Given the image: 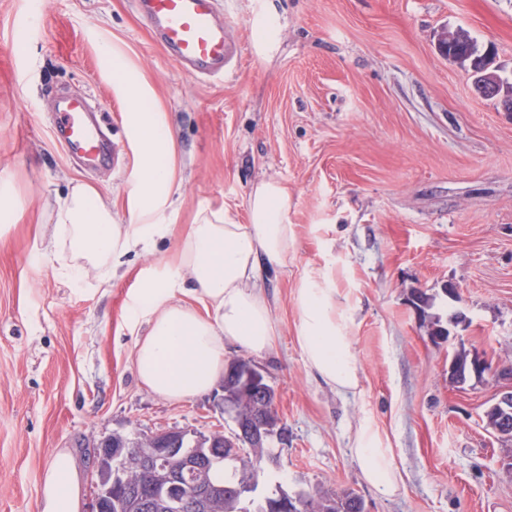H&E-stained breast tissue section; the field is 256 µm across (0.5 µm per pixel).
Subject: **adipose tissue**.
<instances>
[{
	"mask_svg": "<svg viewBox=\"0 0 512 512\" xmlns=\"http://www.w3.org/2000/svg\"><path fill=\"white\" fill-rule=\"evenodd\" d=\"M101 52L128 102L125 130L137 156L128 193L131 220L121 223L95 189L74 186L55 213L53 240L39 255L55 258L75 280L96 270L106 285L123 256L152 249L166 237L177 217L178 177L174 133L141 71L117 47L106 43ZM288 208L281 184L260 182L250 194L247 223L221 210L199 212L176 246L175 261L141 275L130 296L128 329L137 335V375L155 395L181 400L212 388L224 375L225 343L254 353L270 346L274 328L258 274L288 259ZM186 294L191 303H181ZM297 303V339L306 363L336 392L357 394L349 316L339 310L334 290L306 280ZM355 452L367 483L385 494L398 491V472L371 419L355 434ZM82 506L80 467L69 449H58L42 475L37 512H81Z\"/></svg>",
	"mask_w": 512,
	"mask_h": 512,
	"instance_id": "1",
	"label": "adipose tissue"
}]
</instances>
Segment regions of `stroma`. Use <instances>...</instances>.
I'll list each match as a JSON object with an SVG mask.
<instances>
[{
  "instance_id": "1",
  "label": "stroma",
  "mask_w": 512,
  "mask_h": 512,
  "mask_svg": "<svg viewBox=\"0 0 512 512\" xmlns=\"http://www.w3.org/2000/svg\"><path fill=\"white\" fill-rule=\"evenodd\" d=\"M45 3L29 34L17 22L26 0H0V180L14 212L0 226V512H36L55 449L77 458L90 512L104 437L234 430L222 385L172 401L139 382L127 302L201 209L246 223L262 180L287 189L294 228L285 266L260 279L274 338L261 353L226 344L224 359L251 361L277 393L287 439L270 443L264 491L346 490L369 512H512V444L482 421L496 383L448 380L464 349L512 365V112L437 48L466 32L512 82V0H222L237 56L220 81L182 72L132 0ZM269 18L278 35L265 47L256 32ZM106 42L142 71L173 129L178 221L155 250L129 254L111 285L92 271L75 285L35 257L59 199L86 184L128 222L136 167ZM62 94L97 107L117 166L88 170L57 143L50 114ZM308 276L351 317L358 397L336 393L303 358L297 296ZM416 289L434 296L433 314L466 316L448 341L429 338ZM366 416L401 475L389 496L361 476L354 435Z\"/></svg>"
}]
</instances>
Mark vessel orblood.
<instances>
[{
    "mask_svg": "<svg viewBox=\"0 0 512 512\" xmlns=\"http://www.w3.org/2000/svg\"><path fill=\"white\" fill-rule=\"evenodd\" d=\"M166 54L187 73L223 76L235 55L218 0H134ZM53 132L70 155L99 166L112 165V147L90 117L85 97L62 98L55 106Z\"/></svg>",
    "mask_w": 512,
    "mask_h": 512,
    "instance_id": "b4317fda",
    "label": "vessel or blood"
}]
</instances>
